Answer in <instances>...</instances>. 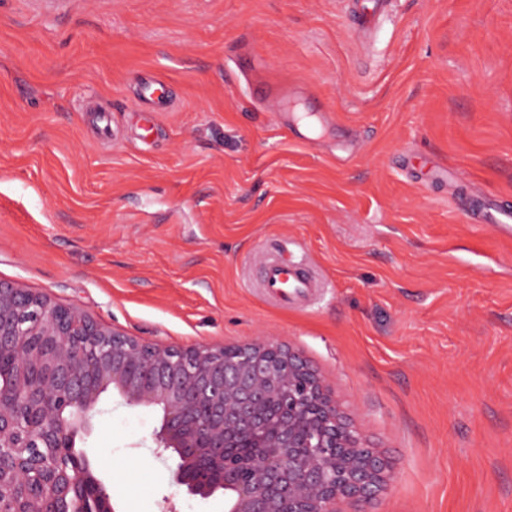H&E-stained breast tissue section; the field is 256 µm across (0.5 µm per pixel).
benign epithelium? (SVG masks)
<instances>
[{"label": "benign epithelium", "mask_w": 512, "mask_h": 512, "mask_svg": "<svg viewBox=\"0 0 512 512\" xmlns=\"http://www.w3.org/2000/svg\"><path fill=\"white\" fill-rule=\"evenodd\" d=\"M161 410L172 483L225 512H343L392 467L300 352L266 338L162 346L0 280V512H114L70 449L100 397Z\"/></svg>", "instance_id": "1"}]
</instances>
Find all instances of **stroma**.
Wrapping results in <instances>:
<instances>
[{
  "label": "stroma",
  "mask_w": 512,
  "mask_h": 512,
  "mask_svg": "<svg viewBox=\"0 0 512 512\" xmlns=\"http://www.w3.org/2000/svg\"><path fill=\"white\" fill-rule=\"evenodd\" d=\"M366 10L0 0V279L164 345L275 337L393 466L369 512H512V232L457 207L512 209V0ZM279 254L309 304L265 296ZM160 422L109 392L77 443L117 512H225Z\"/></svg>",
  "instance_id": "stroma-1"
}]
</instances>
